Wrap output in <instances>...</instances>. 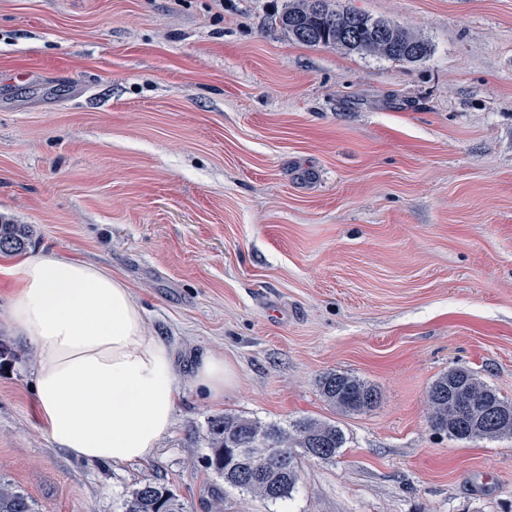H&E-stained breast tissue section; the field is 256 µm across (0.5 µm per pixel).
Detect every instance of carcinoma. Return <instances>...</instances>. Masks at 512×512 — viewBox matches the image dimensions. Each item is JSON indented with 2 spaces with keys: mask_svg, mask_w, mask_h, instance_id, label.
<instances>
[{
  "mask_svg": "<svg viewBox=\"0 0 512 512\" xmlns=\"http://www.w3.org/2000/svg\"><path fill=\"white\" fill-rule=\"evenodd\" d=\"M288 37L308 46L415 62L428 44L384 20L354 10H338L331 0H289L280 16ZM26 224H0V252L27 247ZM322 397L343 412L372 408L376 390L348 373H330L319 384ZM430 427L456 440L512 438V400L481 382L466 368L441 375L427 394ZM345 443L334 423L310 417L287 426L226 413L210 421L207 465L224 483L270 502L290 497L299 482L304 457L330 460ZM0 512H36L14 485L0 480ZM125 512H186L179 496L164 484L145 483L126 499Z\"/></svg>",
  "mask_w": 512,
  "mask_h": 512,
  "instance_id": "obj_1",
  "label": "carcinoma"
}]
</instances>
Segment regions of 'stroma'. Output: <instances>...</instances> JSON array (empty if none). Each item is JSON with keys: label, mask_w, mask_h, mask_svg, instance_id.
Instances as JSON below:
<instances>
[{"label": "stroma", "mask_w": 512, "mask_h": 512, "mask_svg": "<svg viewBox=\"0 0 512 512\" xmlns=\"http://www.w3.org/2000/svg\"><path fill=\"white\" fill-rule=\"evenodd\" d=\"M425 40L416 63L288 38V0H0L1 266L65 256L130 288L181 395L148 460L86 462L38 418L0 296V479L37 512H512V439L432 430L464 367L512 399V0H335ZM235 384L211 401L200 356ZM378 393L343 413L319 380ZM333 421L288 499L204 466L211 419ZM29 233L26 224H0V252L21 253L27 247ZM235 381L231 365L221 355H207L195 366L193 382L211 399H224V390ZM125 512H186L179 496L164 484L145 483L126 499Z\"/></svg>", "instance_id": "35a3bbf8"}]
</instances>
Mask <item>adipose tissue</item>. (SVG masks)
<instances>
[{"instance_id":"ef3b65f1","label":"adipose tissue","mask_w":512,"mask_h":512,"mask_svg":"<svg viewBox=\"0 0 512 512\" xmlns=\"http://www.w3.org/2000/svg\"><path fill=\"white\" fill-rule=\"evenodd\" d=\"M11 324L35 345L38 415L75 458L126 464L153 455L180 394L173 353L150 334L142 308L112 274L66 257L29 258L15 271ZM235 376L223 356L193 382L220 400Z\"/></svg>"}]
</instances>
